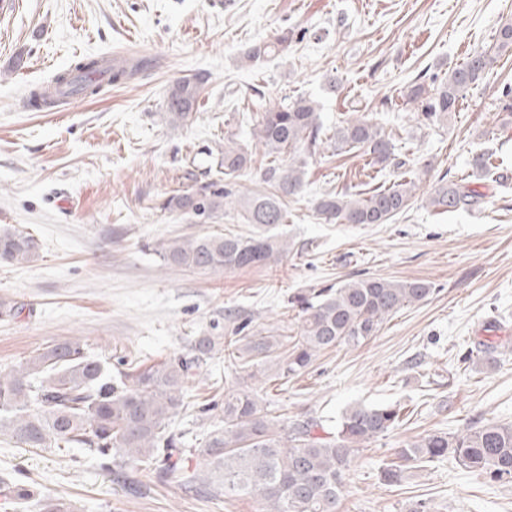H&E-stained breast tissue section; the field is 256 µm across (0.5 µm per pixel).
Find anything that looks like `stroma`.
Here are the masks:
<instances>
[{"instance_id": "1", "label": "stroma", "mask_w": 512, "mask_h": 512, "mask_svg": "<svg viewBox=\"0 0 512 512\" xmlns=\"http://www.w3.org/2000/svg\"><path fill=\"white\" fill-rule=\"evenodd\" d=\"M0 10V225L40 244L29 264L0 265V371L19 368L38 349L80 338L113 370L126 362L157 367L189 357L194 336L224 322L227 309L254 327L298 335L288 304L297 289L358 275L431 284L424 301L404 307L359 346L317 357L281 380L241 376L271 416L335 417L349 404L400 403L405 419L353 457L341 512H512V486L450 461L409 469L401 483L381 470L397 448L474 422L512 424V50L496 32L512 21V0H10ZM289 30L286 51L260 65L243 55ZM498 52L434 133L402 94L417 76L444 77L470 53ZM108 54L155 65L94 97L68 99L65 111L21 110L29 89L74 59ZM25 65L14 69L16 56ZM205 72L193 122L160 119L171 82ZM336 75V91L326 78ZM278 107L313 95L325 125L344 114L390 132L411 170L367 167L363 152L309 158L305 186L289 199L280 225L293 250L283 263L218 274L164 265L158 242L173 237L254 230L237 204L208 224L165 211L175 190L219 176L211 148L245 142L251 163L233 178L237 199L263 189L270 158L250 139L258 114L254 89ZM491 155L486 174L472 165ZM410 177L409 208L387 224H330L313 208L326 192L354 198ZM484 193L470 212L428 204L441 177ZM508 341L490 368L466 362L488 334ZM227 352L196 369L186 398H223ZM0 478L71 503L73 512H262L245 494L210 499L137 463L117 464L87 449L23 448L0 435Z\"/></svg>"}]
</instances>
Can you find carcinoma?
<instances>
[{
	"label": "carcinoma",
	"instance_id": "1",
	"mask_svg": "<svg viewBox=\"0 0 512 512\" xmlns=\"http://www.w3.org/2000/svg\"><path fill=\"white\" fill-rule=\"evenodd\" d=\"M288 43V31L272 42L253 45L246 59L257 63ZM497 53L477 50L451 70L433 89L411 85L404 97L420 107L423 125L443 124L455 111L465 91L476 84L496 62ZM147 67L137 58L102 60L82 57L56 73L45 86L29 90L27 102L49 109L57 91L92 97L102 89L95 75L106 73L109 83H120ZM209 76L198 72L169 86L163 120L172 128L193 120ZM252 105L261 112L256 136L270 155L303 149L312 156L322 145L338 156L353 150L369 155L375 165L409 168L411 159L396 154L390 133L365 118H345L324 128L318 121L319 105L305 95L277 108H267L258 94ZM221 174L230 179L250 161L246 147L229 140L220 151ZM306 160L286 167L272 165L262 180L271 190H260L242 202L243 217L256 231L249 236L229 232L197 237H175L158 253L170 268L204 269L214 273L266 267L288 257V240L276 232L286 223L285 199L304 188ZM415 181L401 180L377 190L366 199L328 192L314 202L315 212L338 224H387L405 212L414 196ZM232 190L222 180H209L177 190L162 208L206 224L224 213ZM484 198L479 191L452 180H440L430 204L441 212L466 211ZM39 243L29 233L0 228V262L31 263L39 256ZM433 293L422 281H393L361 277L336 287L309 288L289 299L299 308V336L271 330H248L251 320L231 326L228 335L201 334L191 341L192 357L171 360L131 373H112V364L88 355L70 339L54 343L25 361L19 369L0 373V433L29 448L77 445L110 457L112 452L158 469L189 489L213 498L245 493L266 504L265 512H339L350 463L361 445L386 436L403 422L402 407L356 404L348 407L334 425L316 418L280 421L269 417L259 393L224 377V401L199 405V412L222 413L221 424L191 444L186 433L175 432L181 413L191 408L184 388L192 372L210 359L219 346L234 355L233 367L254 377L267 368L288 378L301 374L323 351L342 345L357 346L377 335L385 320L401 307ZM506 344L492 338L476 347L478 360L496 363V353ZM201 455L206 473L186 465L188 456ZM452 458L456 465L494 483H512V425L474 424L457 433H431L402 446L400 462L383 468L390 483L402 481L406 465ZM15 501L34 496L22 483L0 479V494ZM41 512H72L64 499L45 495Z\"/></svg>",
	"mask_w": 512,
	"mask_h": 512
}]
</instances>
